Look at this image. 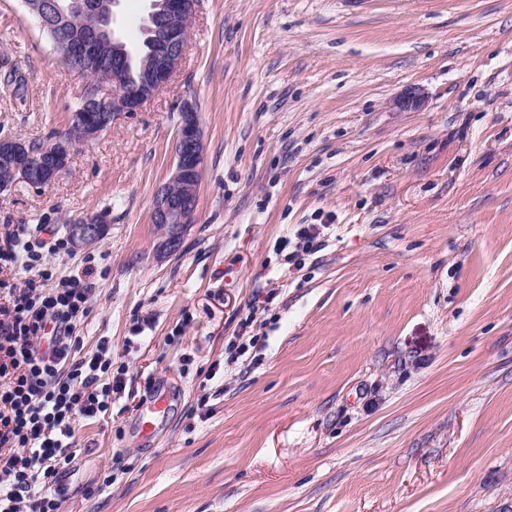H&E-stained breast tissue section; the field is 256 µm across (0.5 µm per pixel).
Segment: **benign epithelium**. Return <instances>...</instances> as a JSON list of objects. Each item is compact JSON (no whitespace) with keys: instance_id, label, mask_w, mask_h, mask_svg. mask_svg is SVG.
Segmentation results:
<instances>
[{"instance_id":"7a95c632","label":"benign epithelium","mask_w":512,"mask_h":512,"mask_svg":"<svg viewBox=\"0 0 512 512\" xmlns=\"http://www.w3.org/2000/svg\"><path fill=\"white\" fill-rule=\"evenodd\" d=\"M117 0H24L41 27L51 26L64 47L62 59L71 70L94 77L96 84L112 86V94H95L91 103L73 112L65 132L43 144L34 153L30 144L14 135L0 136V155L12 160L14 179L33 187L57 180L68 168L74 148L112 129L123 114L141 110L145 103L168 87L174 79L188 44L197 0H150L149 25L153 48L137 76L128 72L123 43L113 23ZM112 48V71L101 74L97 66L103 51ZM425 103L424 94L408 88L393 99L399 112L416 111ZM204 167V143L198 113L184 104L177 127L174 161L167 181L158 189L152 207V223L161 225L156 251L176 254L184 234L196 223L199 187ZM107 225L90 217L70 227L73 248L99 243Z\"/></svg>"}]
</instances>
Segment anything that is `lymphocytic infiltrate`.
I'll return each instance as SVG.
<instances>
[{"mask_svg": "<svg viewBox=\"0 0 512 512\" xmlns=\"http://www.w3.org/2000/svg\"><path fill=\"white\" fill-rule=\"evenodd\" d=\"M68 245L55 234L0 235V269L26 273L19 285L0 280V512H61L53 483L72 459L79 420L109 415L125 388L108 340L82 350L92 288L80 275L56 277L50 261Z\"/></svg>", "mask_w": 512, "mask_h": 512, "instance_id": "obj_1", "label": "lymphocytic infiltrate"}]
</instances>
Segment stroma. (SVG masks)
Wrapping results in <instances>:
<instances>
[{"label": "stroma", "mask_w": 512, "mask_h": 512, "mask_svg": "<svg viewBox=\"0 0 512 512\" xmlns=\"http://www.w3.org/2000/svg\"><path fill=\"white\" fill-rule=\"evenodd\" d=\"M148 11L118 0L127 46ZM85 86L0 0V136L52 139ZM410 86L424 107L392 109ZM186 103L203 178L163 257ZM97 215L104 239L54 265L86 273L84 348L110 340L125 392L80 422L62 512H512V0H199L166 89L54 183L0 191L35 238ZM307 224L323 246L297 269ZM168 412L167 398L163 394L153 397L147 404L145 411L140 414L142 427L145 433L152 435L155 431V421L164 417Z\"/></svg>", "instance_id": "35a3bbf8"}]
</instances>
